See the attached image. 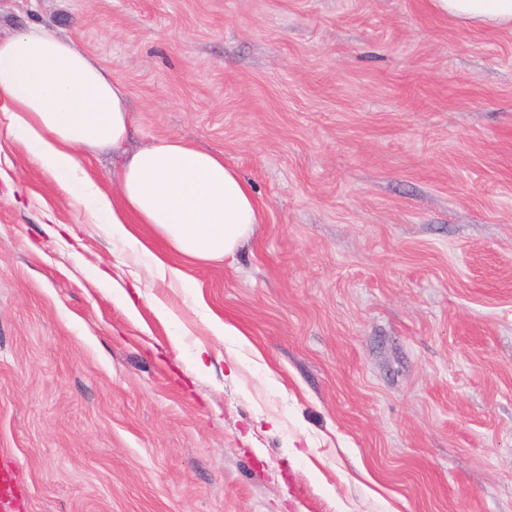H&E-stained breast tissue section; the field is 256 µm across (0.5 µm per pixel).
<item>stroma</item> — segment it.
Returning <instances> with one entry per match:
<instances>
[{"mask_svg":"<svg viewBox=\"0 0 512 512\" xmlns=\"http://www.w3.org/2000/svg\"><path fill=\"white\" fill-rule=\"evenodd\" d=\"M29 28L123 82L125 153L176 135L252 183L249 241L175 262L264 365L0 142V512H512V29L429 0H0L1 37ZM207 310L208 313L204 317L203 323L212 336L222 340L225 336H237L241 346H250L252 355L258 359L262 358L260 352L249 343L248 339L245 337V334L242 333L236 325L227 320H224L221 316L209 310L208 308Z\"/></svg>","mask_w":512,"mask_h":512,"instance_id":"35a3bbf8","label":"stroma"}]
</instances>
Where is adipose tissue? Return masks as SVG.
Returning <instances> with one entry per match:
<instances>
[{
  "mask_svg": "<svg viewBox=\"0 0 512 512\" xmlns=\"http://www.w3.org/2000/svg\"><path fill=\"white\" fill-rule=\"evenodd\" d=\"M465 26L512 28V0H430ZM0 118L9 136L112 241L147 261L151 276L183 271L132 232L151 225L169 250L199 261L233 256L263 223L251 184L222 155L160 137L114 169L103 187L82 155L121 150L133 122L123 84L72 43L39 29L0 38Z\"/></svg>",
  "mask_w": 512,
  "mask_h": 512,
  "instance_id": "obj_1",
  "label": "adipose tissue"
}]
</instances>
